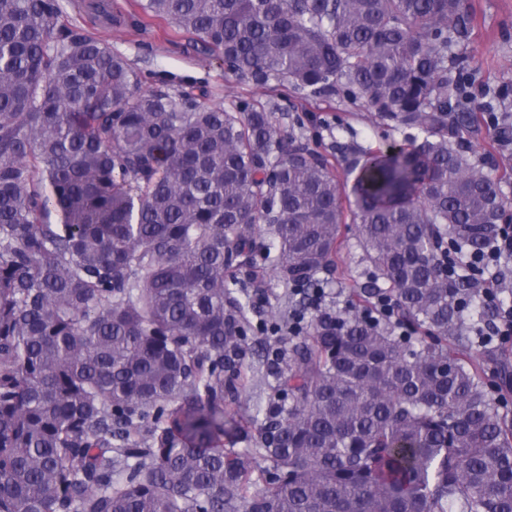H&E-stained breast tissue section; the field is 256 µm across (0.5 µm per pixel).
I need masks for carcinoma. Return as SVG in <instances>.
<instances>
[{
    "label": "carcinoma",
    "instance_id": "obj_1",
    "mask_svg": "<svg viewBox=\"0 0 512 512\" xmlns=\"http://www.w3.org/2000/svg\"><path fill=\"white\" fill-rule=\"evenodd\" d=\"M139 7L236 76L342 96L423 137L360 151L344 196L277 104L144 92L59 0H0V512H512V418L466 355L485 307L443 248L478 252L508 216L448 139L475 123L448 69L468 0ZM347 222L372 287L289 338L257 446L225 449L250 230L270 226L264 257L310 296L334 281ZM380 281L392 325L369 315Z\"/></svg>",
    "mask_w": 512,
    "mask_h": 512
}]
</instances>
